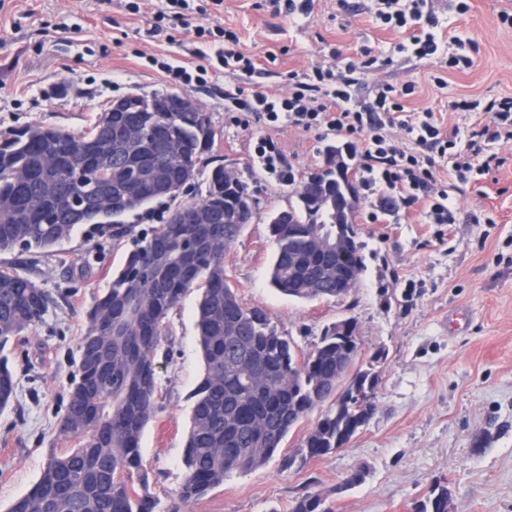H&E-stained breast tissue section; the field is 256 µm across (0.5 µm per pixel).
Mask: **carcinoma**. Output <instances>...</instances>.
<instances>
[{
    "mask_svg": "<svg viewBox=\"0 0 512 512\" xmlns=\"http://www.w3.org/2000/svg\"><path fill=\"white\" fill-rule=\"evenodd\" d=\"M216 132L206 112L186 110L175 94L141 95L132 108H110L85 135L55 128L0 131V252H32L71 237L77 226L112 230L127 241L121 266L87 314L79 337L76 371L59 423V436L76 443L50 450L42 474L9 512H156L140 454L143 432L158 411L157 359L169 336L168 316L185 292L200 290L195 318L205 371L191 394V428L180 489L197 500L233 472L264 465L314 408L336 394V359L357 356L360 340L325 327L320 343L300 358L297 344L270 324L259 307L244 305L224 269L225 249L245 227L242 181H224V166L207 178L205 193L170 210L166 221L135 230L121 218L161 197L174 198L201 170ZM175 145L181 160L167 162ZM338 150L325 148V167L314 172L318 195L342 196L349 183L335 178ZM72 196L83 215H73ZM288 214L275 213L270 231L277 249L270 281L282 294L312 301L336 297V281L312 282L341 263L358 281L360 244L347 257L316 255L307 240L313 228L336 223V212L296 193ZM53 299L15 267L0 268V352L42 322ZM15 382L0 360V409L14 399ZM375 401L344 397L321 415L305 440V457L339 447L350 426L364 423ZM448 486L435 483L414 512H447ZM289 512H331L309 492Z\"/></svg>",
    "mask_w": 512,
    "mask_h": 512,
    "instance_id": "obj_1",
    "label": "carcinoma"
}]
</instances>
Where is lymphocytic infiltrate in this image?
I'll return each mask as SVG.
<instances>
[{
  "mask_svg": "<svg viewBox=\"0 0 512 512\" xmlns=\"http://www.w3.org/2000/svg\"><path fill=\"white\" fill-rule=\"evenodd\" d=\"M373 22L392 31H408V43L397 50L417 59L441 60L451 68L471 66L468 56L449 51L438 36L440 21L432 0H374L370 10ZM197 48L192 59L164 61L160 70L171 83L192 86L221 74L250 75L256 61L237 51V34L226 29L214 30L195 26ZM359 63L348 64L336 73L320 68L312 73L289 72L288 90L270 95L260 90L231 92L233 111L242 115L241 126L256 120L266 126L288 124L303 130H319L355 139L353 155L364 190H389L400 206L409 208L425 203V215L433 224L454 221V204L448 191L449 182L465 185L499 168L503 160L491 151L494 143L512 142V97L492 98L486 102L462 99L454 109L463 112H487L491 125L476 126L466 141L445 133L433 112L413 117L407 114L403 99L415 91L413 83L402 87L378 85L372 104L363 109L351 104L353 87L360 85L375 66L372 48L360 51ZM404 131L408 143L400 145L391 135L392 128Z\"/></svg>",
  "mask_w": 512,
  "mask_h": 512,
  "instance_id": "1",
  "label": "lymphocytic infiltrate"
}]
</instances>
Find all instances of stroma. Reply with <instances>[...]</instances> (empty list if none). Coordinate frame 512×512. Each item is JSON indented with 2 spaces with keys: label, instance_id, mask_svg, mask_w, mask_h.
<instances>
[{
  "label": "stroma",
  "instance_id": "35a3bbf8",
  "mask_svg": "<svg viewBox=\"0 0 512 512\" xmlns=\"http://www.w3.org/2000/svg\"><path fill=\"white\" fill-rule=\"evenodd\" d=\"M459 16L449 0H435L444 33L464 43L473 59L464 71L394 52L401 34L373 27L368 0H314L308 20L293 23L268 0H224L208 26L234 30L240 51L261 66L253 77H218L187 93L216 131L203 174L224 164L237 169L253 201L254 219L224 254V268L242 302L265 310L300 354L312 352L324 327L354 318L360 360L379 373L376 411L346 447L303 459L311 413L285 438L278 454L245 474L232 473L202 498L180 499L182 453L191 425V393L202 372L194 309L197 290L169 313L172 355L161 360L159 410L146 427L141 454L157 512H289L292 501L321 493L332 512H412L436 481H447L454 512H512V144H497L505 163L481 185L456 192V222L429 224L422 205L382 210L379 196L360 194L354 216L364 269L347 297L297 301L269 283L275 243L271 212L296 202L295 187L279 185L254 161L258 137L283 150L297 181L324 165L332 144L351 154L345 139L293 126L234 125L224 93L238 86L286 92L288 73L317 66L345 67L357 48L383 51L353 98L371 101L378 84L415 94L407 111L432 110L446 131L466 132L470 112L451 102L463 97L512 96V0H468ZM129 14L124 0H0V130L51 127L87 132L99 113L131 94L174 92L157 63L187 60L192 34L173 38L153 30L159 0H141ZM340 46V58L329 55ZM442 75L444 88L434 87ZM124 246L79 227L69 240L37 253H0L54 299L43 323L6 350L16 395L0 410V512L39 480L49 449L62 448L57 426L68 401L77 342L94 296L107 288ZM380 362H373V355ZM293 465H285V458ZM365 469L362 482L345 480Z\"/></svg>",
  "mask_w": 512,
  "mask_h": 512
}]
</instances>
